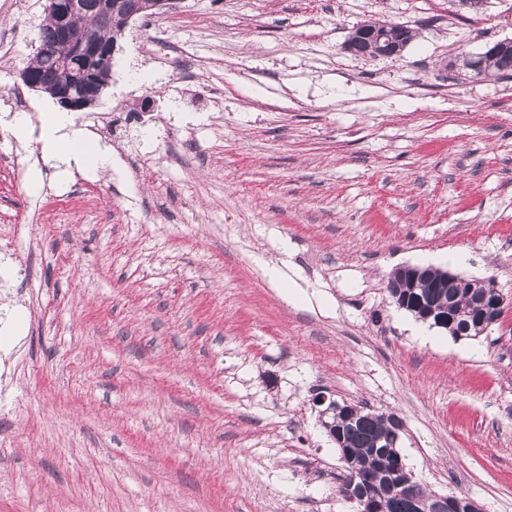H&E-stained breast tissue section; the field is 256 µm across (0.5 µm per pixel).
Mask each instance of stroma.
<instances>
[{
  "instance_id": "stroma-1",
  "label": "stroma",
  "mask_w": 512,
  "mask_h": 512,
  "mask_svg": "<svg viewBox=\"0 0 512 512\" xmlns=\"http://www.w3.org/2000/svg\"><path fill=\"white\" fill-rule=\"evenodd\" d=\"M45 3L0 0V111L49 100L19 78ZM366 21L414 37L352 55ZM504 39L512 0H173L76 115L111 169L0 136V512H357L320 391L512 512V77L448 68ZM448 253L503 314L425 344L387 282Z\"/></svg>"
}]
</instances>
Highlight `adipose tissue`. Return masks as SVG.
<instances>
[{"label":"adipose tissue","mask_w":512,"mask_h":512,"mask_svg":"<svg viewBox=\"0 0 512 512\" xmlns=\"http://www.w3.org/2000/svg\"><path fill=\"white\" fill-rule=\"evenodd\" d=\"M36 119L40 121L42 152L61 174H70L75 169L97 171L111 167V149L89 140L77 128L72 113L48 108Z\"/></svg>","instance_id":"1"}]
</instances>
